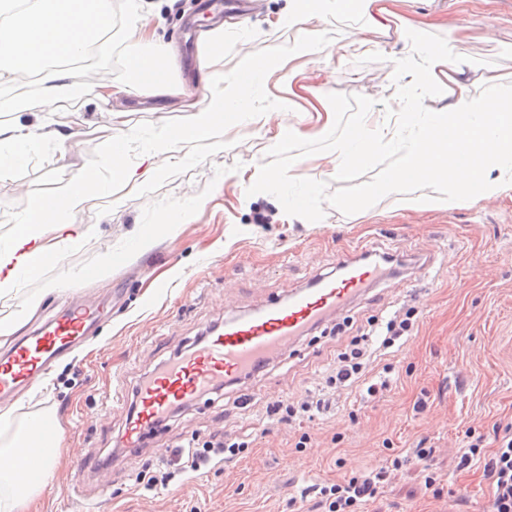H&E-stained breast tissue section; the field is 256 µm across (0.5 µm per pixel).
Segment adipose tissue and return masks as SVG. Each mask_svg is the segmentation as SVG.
<instances>
[{
  "instance_id": "1",
  "label": "adipose tissue",
  "mask_w": 512,
  "mask_h": 512,
  "mask_svg": "<svg viewBox=\"0 0 512 512\" xmlns=\"http://www.w3.org/2000/svg\"><path fill=\"white\" fill-rule=\"evenodd\" d=\"M477 37L470 28H453L445 48L429 52L418 49L412 34H405L404 66L393 96L405 101L413 118L428 127L447 125L462 118L488 119L512 106V84L494 74L484 75L487 92L483 96L473 93L472 70L474 54L471 46ZM348 44H322L311 34H302L286 50L290 62L289 72L295 81L294 94L304 98L310 81L329 78L328 69L306 71L300 61L309 56L336 58L344 61L351 52ZM41 110L26 122L0 126V143L19 140L33 141L51 133L58 143L67 137L61 131H48L47 117L58 103L67 98L79 97V90L67 81L65 72L48 70L43 75ZM390 143L400 146L398 128L390 126L383 114H365L348 132L336 148V169L344 171L361 155L373 152L377 145ZM404 164L417 167L423 179L434 181L447 178L450 192L448 204L460 207L467 204L474 193L493 194L500 190L505 173L512 171V149L507 148L495 130H488L479 151L477 168L483 179L474 182L469 167L455 163L442 155L435 135L428 134L413 140L408 150H403ZM88 202L87 195L69 194L55 198L47 204V217L30 225L28 231L15 237L0 248V298L21 296V279L41 257L50 239L72 235L78 238L93 233V225L76 226L54 220V213L71 217L81 214ZM60 440V428L54 417L42 415L27 421L9 442L0 445V512H26L38 488L46 486L52 477V467H45L37 481H28L23 475L25 464L41 455V448L34 442L43 437Z\"/></svg>"
}]
</instances>
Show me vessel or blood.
Listing matches in <instances>:
<instances>
[{"label": "vessel or blood", "instance_id": "1", "mask_svg": "<svg viewBox=\"0 0 512 512\" xmlns=\"http://www.w3.org/2000/svg\"><path fill=\"white\" fill-rule=\"evenodd\" d=\"M390 271L370 250L316 275L309 286L251 313L231 316L178 359L151 371L137 387V411L125 428L129 446H141L179 405L265 365L336 311L361 298ZM101 323L98 305L65 308L34 331L19 336L0 356V398L16 397Z\"/></svg>", "mask_w": 512, "mask_h": 512}]
</instances>
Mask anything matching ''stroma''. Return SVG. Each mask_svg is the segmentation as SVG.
I'll list each match as a JSON object with an SVG mask.
<instances>
[{"instance_id":"obj_1","label":"stroma","mask_w":512,"mask_h":512,"mask_svg":"<svg viewBox=\"0 0 512 512\" xmlns=\"http://www.w3.org/2000/svg\"><path fill=\"white\" fill-rule=\"evenodd\" d=\"M221 0L220 22H206L198 0H165L141 23L148 43L167 49L183 95L142 89L110 120L94 103L61 102L54 129L65 145L16 143L0 149V228L8 206L35 189H56L87 165L93 151L137 125L186 119V101L209 93L208 77L225 74L255 51L293 43L300 30L347 43L359 35V0H340L346 21L317 13L300 26L281 25L293 0H258L238 15ZM421 24V49L446 43L452 24L490 32L475 43L484 69L512 75V0H409L388 33L343 65L304 58L306 69L331 68L311 83L323 112L292 97L287 70L266 80L268 96L302 108V122L279 130V118L229 127V149L141 197L133 182L100 197L81 216L94 236L47 251L22 278L28 295L52 283L59 294L27 311L0 299V322L30 331L64 304L97 300L103 328L56 362L14 401V421L53 413L63 450L35 512H316L305 489L361 473L392 455L431 448L437 481L424 487L414 465L378 491L368 512H482L488 504L482 462L460 468L465 435L492 452L512 429V189L449 207L448 183L399 175L396 150L377 149L348 170L336 169V142L363 113L388 112L403 44L397 33ZM431 207H422L423 199ZM408 257L432 256L430 272L408 270L373 288L253 379L224 388L212 401L186 407L136 454L117 452L129 407L112 392L132 391L161 362L185 353L226 316L253 311L334 271L352 247ZM431 275L424 292L419 281ZM415 308L412 330L371 354L367 380L386 382L364 398L361 387H329L337 355L367 320L387 321ZM324 400L303 427L268 419L267 402ZM248 434L253 448L230 464L211 463L148 491L151 468H176L191 435ZM306 447H298L301 434Z\"/></svg>"}]
</instances>
